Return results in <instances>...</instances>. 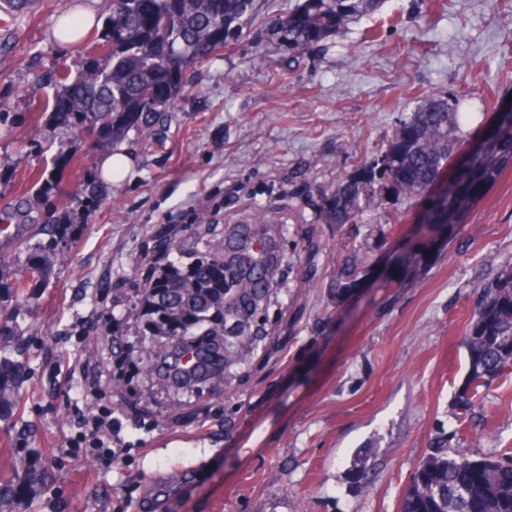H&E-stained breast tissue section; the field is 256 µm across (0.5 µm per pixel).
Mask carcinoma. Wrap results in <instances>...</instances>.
Returning a JSON list of instances; mask_svg holds the SVG:
<instances>
[{
    "mask_svg": "<svg viewBox=\"0 0 512 512\" xmlns=\"http://www.w3.org/2000/svg\"><path fill=\"white\" fill-rule=\"evenodd\" d=\"M112 0L104 32L92 35V49L75 78L56 80L49 119L92 140L100 149L135 129L151 131V117L170 110L186 93L184 71L239 39L255 0ZM382 0H302L280 22L288 52L316 46L339 34L354 20L371 15ZM462 119L442 98H431L400 121L385 149L356 174L320 196L329 224H360L363 214L395 196H419L448 170L463 141ZM512 165V112L488 128L481 144L448 175L444 192L431 200L427 224L459 222L464 205L494 185ZM37 195L45 202L56 193L55 176H37ZM97 197L86 186L78 210L27 239L25 258L13 268L16 283L48 285L52 255L65 242V229L78 213L90 211ZM179 273L161 281L157 312L149 335L166 329L168 320L202 335V324L224 316V263L205 256L179 262ZM463 346L467 379L459 403L471 409L487 381L512 369V260L495 281L482 287ZM23 363L0 357V385L20 376ZM402 495L400 512H425L433 500L438 512H512V455L473 459L444 449L427 454Z\"/></svg>",
    "mask_w": 512,
    "mask_h": 512,
    "instance_id": "cac0c4a2",
    "label": "carcinoma"
}]
</instances>
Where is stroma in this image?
I'll return each instance as SVG.
<instances>
[{
    "label": "stroma",
    "mask_w": 512,
    "mask_h": 512,
    "mask_svg": "<svg viewBox=\"0 0 512 512\" xmlns=\"http://www.w3.org/2000/svg\"><path fill=\"white\" fill-rule=\"evenodd\" d=\"M0 10V215L55 223L86 184L96 209L53 258L50 284L10 292L28 377L0 406V473L34 486L0 512H399L424 454L512 448V372L457 404L463 338L481 286L512 259V167L458 224L423 221L427 197H399L359 224H329L317 202L369 161L431 95L462 117L461 154L512 109V8L489 0H385L381 10L290 58L276 22L298 0H257L233 50L184 74L187 93L150 136L130 131L131 171L106 180L99 150L49 122L59 71L84 46L54 28L71 0ZM57 168L53 202L35 176ZM265 223H258V214ZM165 232L183 252L222 256L230 239L264 247L277 286L261 334L229 350L221 386L183 394L140 374L104 386L105 402L144 420L130 454L100 470L63 463L71 389L50 393L54 361L107 358L109 329L136 337L144 270ZM360 273L344 292L345 265Z\"/></svg>",
    "instance_id": "stroma-1"
}]
</instances>
